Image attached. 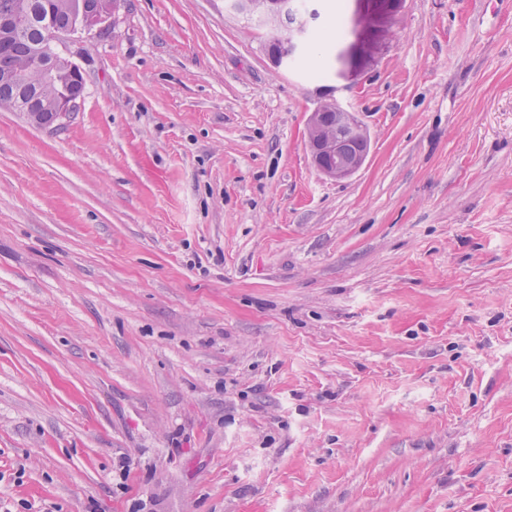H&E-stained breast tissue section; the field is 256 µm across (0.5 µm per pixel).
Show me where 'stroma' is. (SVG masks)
Returning <instances> with one entry per match:
<instances>
[{
  "label": "stroma",
  "mask_w": 512,
  "mask_h": 512,
  "mask_svg": "<svg viewBox=\"0 0 512 512\" xmlns=\"http://www.w3.org/2000/svg\"><path fill=\"white\" fill-rule=\"evenodd\" d=\"M119 0L0 108V512H512V0ZM370 135L334 180L324 92ZM240 13L258 19L271 29V36L267 42V55L271 63L279 67L281 53L288 48L299 47L306 33V21L298 20L295 24L284 26L281 17L291 4L288 0H233L225 4ZM281 31H287L282 33ZM342 108L332 97L321 100L309 118L306 135L312 161L316 168L331 179L342 180L357 171L365 161L362 152L369 149L368 143L350 138L343 133L345 127L359 134L362 138L366 132L354 112H336V119L331 125L323 124V111L327 108ZM351 143V144H350Z\"/></svg>",
  "instance_id": "35a3bbf8"
}]
</instances>
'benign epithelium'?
I'll return each mask as SVG.
<instances>
[{"mask_svg": "<svg viewBox=\"0 0 512 512\" xmlns=\"http://www.w3.org/2000/svg\"><path fill=\"white\" fill-rule=\"evenodd\" d=\"M116 0H81L79 7L86 16V27L91 28L106 21L112 14ZM232 9L256 18L271 29L267 42V55L271 63L278 67L281 52L303 43L306 21L284 26L281 17L290 8L289 0H231ZM19 18L11 12L0 13V43L6 44L13 38ZM64 31L49 28L45 32L44 43L35 51L27 68L13 73L0 74V107L19 110L16 90L33 87L43 99L39 112L24 111L31 121L43 127L59 128L70 118L78 107L84 93V79L77 67L56 52V44ZM391 36L390 29H383L375 38H363L355 44L358 57H374L381 46V40ZM339 104L332 97L321 100L309 118L306 135L312 161L316 168L331 179L342 180L364 163L365 156L351 149V144L343 133L349 128L360 136L366 132L353 112L336 113L335 121L326 125L322 122L323 111L337 108Z\"/></svg>", "mask_w": 512, "mask_h": 512, "instance_id": "obj_1", "label": "benign epithelium"}]
</instances>
